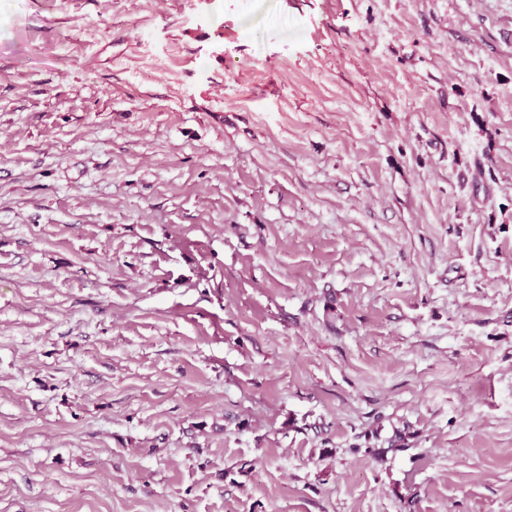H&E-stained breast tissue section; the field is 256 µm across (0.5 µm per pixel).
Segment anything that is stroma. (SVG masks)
Listing matches in <instances>:
<instances>
[{"mask_svg":"<svg viewBox=\"0 0 512 512\" xmlns=\"http://www.w3.org/2000/svg\"><path fill=\"white\" fill-rule=\"evenodd\" d=\"M0 512H512V0H0Z\"/></svg>","mask_w":512,"mask_h":512,"instance_id":"stroma-1","label":"stroma"}]
</instances>
